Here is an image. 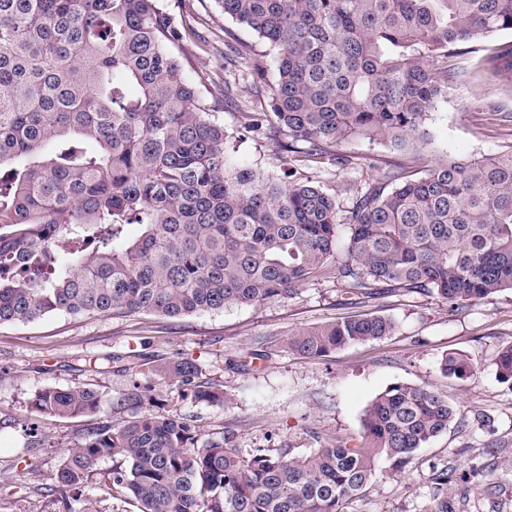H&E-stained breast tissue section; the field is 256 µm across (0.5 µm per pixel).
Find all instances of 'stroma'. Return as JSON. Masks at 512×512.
Instances as JSON below:
<instances>
[{
  "label": "stroma",
  "instance_id": "obj_1",
  "mask_svg": "<svg viewBox=\"0 0 512 512\" xmlns=\"http://www.w3.org/2000/svg\"><path fill=\"white\" fill-rule=\"evenodd\" d=\"M196 32L183 45L189 81L203 96L218 93L220 74L212 52L225 37L256 53L269 45L256 33L225 18L216 0H162ZM449 66L467 67L469 80L430 114L431 143L424 159L360 140L341 144L351 164L321 173L340 209H349L347 182L358 166L384 172L400 164L420 174L439 157H478L512 150V86L488 73L479 55L459 52ZM371 314L395 324L385 339L349 345L319 360L290 351L289 336L341 317ZM512 344V291L449 311L435 297L397 291L385 300L350 304L334 275L303 285L293 298L262 306L170 319L159 315L112 318L50 316L31 323L0 325V512H63L51 490L68 448L97 423L117 420L111 401L132 385L151 388L154 413L194 420L202 438L230 437L233 447L290 448L305 453L320 437L357 443L361 421L374 398L397 383L442 393L466 416L420 448L408 465L392 470L379 461L378 474L345 512H424L434 493L433 475L456 468L454 500L460 512H512V383L499 380L495 360ZM464 353L478 372L460 381L444 377L439 360ZM164 363L198 359L207 377L224 387L223 403L195 400L179 384L141 374L139 357ZM89 386L102 396L97 415L41 416L29 402L46 387ZM113 462L95 467L89 494L97 512H136L107 483Z\"/></svg>",
  "mask_w": 512,
  "mask_h": 512
}]
</instances>
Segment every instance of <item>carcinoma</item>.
Wrapping results in <instances>:
<instances>
[{
    "mask_svg": "<svg viewBox=\"0 0 512 512\" xmlns=\"http://www.w3.org/2000/svg\"><path fill=\"white\" fill-rule=\"evenodd\" d=\"M224 17L274 50L276 79L244 122L224 130L187 80L178 47L185 22L161 0H0V325L53 314H157L180 318L261 306L297 294L329 265L344 293L380 299L391 288L438 296L451 309L512 290V150L438 158L414 177L391 170L336 194L296 179L291 163L345 167L336 147L362 139L422 156L425 123L448 90L468 80L448 68L462 45L512 30V0H218ZM224 59L223 97L234 73L265 83L267 60L246 45ZM512 74V47L486 57ZM278 137L288 154L265 175L235 162L243 140ZM141 226L134 240L126 227ZM349 243L336 259L339 227ZM394 330L386 317L338 320L292 336L321 359ZM197 400L224 401L192 358L145 363ZM497 373L512 381V344ZM448 377L469 378L466 355L442 357ZM152 400L138 385L115 410ZM83 386L48 387L29 402L41 415L100 411ZM465 418L440 393L397 383L368 406L357 445L311 438L295 454L229 439L149 411L91 428L56 474L64 512H95L86 493L96 464L116 461L109 486L137 512H344L385 459L403 469L416 451ZM435 473L425 512H456Z\"/></svg>",
    "mask_w": 512,
    "mask_h": 512,
    "instance_id": "cac0c4a2",
    "label": "carcinoma"
}]
</instances>
